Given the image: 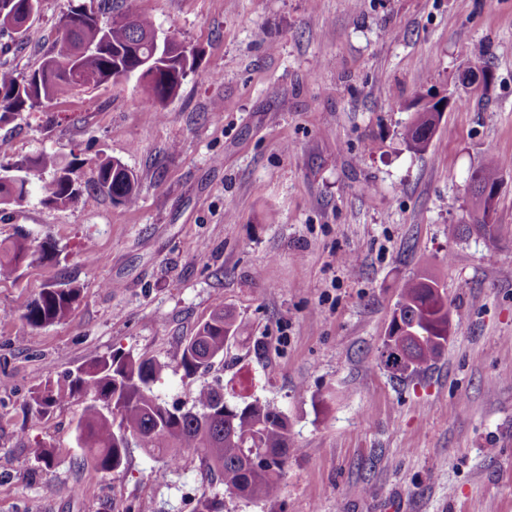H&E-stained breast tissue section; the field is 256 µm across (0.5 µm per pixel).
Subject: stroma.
Wrapping results in <instances>:
<instances>
[{
    "label": "stroma",
    "mask_w": 512,
    "mask_h": 512,
    "mask_svg": "<svg viewBox=\"0 0 512 512\" xmlns=\"http://www.w3.org/2000/svg\"><path fill=\"white\" fill-rule=\"evenodd\" d=\"M71 0H40L0 66L26 76ZM198 54L165 104L137 78L42 101L0 124V165L73 163L75 204L40 194L0 211V241L52 237L53 259L0 278V512H512V0H114ZM476 64L493 81L471 90ZM451 103L407 148L421 98ZM222 114H214L215 106ZM508 161L496 242L450 238L472 175ZM137 179L134 205L93 181L102 159ZM447 289L442 358L400 382L379 353L405 280ZM79 288L62 322L21 319L48 284ZM224 304L244 332L208 370L183 346ZM113 353L164 366L154 390L192 407L203 385L285 413L297 448L280 494L229 495L196 454L168 469L130 449L117 472L78 448L85 405L28 412L33 389ZM54 449L52 468L29 458Z\"/></svg>",
    "instance_id": "obj_1"
}]
</instances>
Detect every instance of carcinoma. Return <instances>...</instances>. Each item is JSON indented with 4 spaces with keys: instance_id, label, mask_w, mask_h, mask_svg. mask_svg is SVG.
Segmentation results:
<instances>
[{
    "instance_id": "carcinoma-1",
    "label": "carcinoma",
    "mask_w": 512,
    "mask_h": 512,
    "mask_svg": "<svg viewBox=\"0 0 512 512\" xmlns=\"http://www.w3.org/2000/svg\"><path fill=\"white\" fill-rule=\"evenodd\" d=\"M40 0H0V33L25 37L34 22ZM112 12V0H78L58 21V36L40 66L21 79L9 69H0V124L16 114L77 90L100 86L133 73L144 92L158 103L172 97L182 81L196 67L190 51L174 55L157 48L156 29L143 14L121 13L102 22ZM426 122L412 120L403 131L407 146L418 150L425 139ZM505 163L495 155L487 157L472 175L477 186L502 182ZM38 188L43 202L67 206L78 200L80 187L71 178L70 164L51 154L23 157L0 166V207L18 204ZM95 188L112 200L132 205L136 200L134 176L118 161L97 164ZM52 240L32 251L25 238L0 241V276L15 273L28 258L39 255L52 259ZM432 276L406 280L390 323L401 321L409 354L402 357L397 376L405 381L425 372L443 355L448 343V295L432 289ZM78 297V289L49 284L28 305L23 320L32 328L59 322L67 317ZM235 316L218 305L208 320L184 345L181 365L191 375L211 367L224 356V347L239 335ZM163 365L130 355L99 357L56 382L48 380L32 392L30 411L38 418L48 416L62 403L87 398L76 427L78 447L94 460L97 470L115 472L124 467L128 448L134 445L175 469L182 453L195 452L207 473L224 491L246 492L248 498H273L284 484L292 447L288 417L258 400L231 405L223 388L215 383L203 386L196 404L187 410L169 406L158 398L153 384ZM30 459L46 468L54 460L52 446L38 441L29 449Z\"/></svg>"
}]
</instances>
